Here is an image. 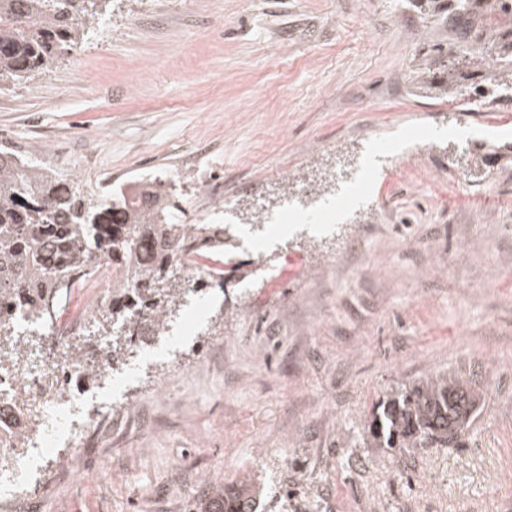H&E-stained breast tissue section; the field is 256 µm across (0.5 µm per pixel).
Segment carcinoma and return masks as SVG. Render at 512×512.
Returning a JSON list of instances; mask_svg holds the SVG:
<instances>
[{
	"instance_id": "carcinoma-1",
	"label": "carcinoma",
	"mask_w": 512,
	"mask_h": 512,
	"mask_svg": "<svg viewBox=\"0 0 512 512\" xmlns=\"http://www.w3.org/2000/svg\"><path fill=\"white\" fill-rule=\"evenodd\" d=\"M106 2L0 0V81L49 73L60 55L83 42ZM453 2L455 14H472L478 24L465 40L431 42L416 78L486 109L512 101V0ZM479 65L482 80L472 86L469 69ZM191 243L199 252H218L223 229L181 223L160 177L137 192L94 199L78 175L24 165L14 153L0 152V320L15 309L44 320L61 280L110 259V300L92 313L91 326L112 335V364L123 365L137 338L158 334L197 292V278L179 279L172 263L173 253ZM30 346L0 332V370ZM479 399L469 380L428 377L394 393L364 426L376 445L384 439L390 448L445 447L469 427ZM255 495L250 483L217 488L203 512H253Z\"/></svg>"
}]
</instances>
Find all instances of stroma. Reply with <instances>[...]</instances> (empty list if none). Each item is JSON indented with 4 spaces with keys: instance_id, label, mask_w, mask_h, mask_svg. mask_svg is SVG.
Returning a JSON list of instances; mask_svg holds the SVG:
<instances>
[{
    "instance_id": "35a3bbf8",
    "label": "stroma",
    "mask_w": 512,
    "mask_h": 512,
    "mask_svg": "<svg viewBox=\"0 0 512 512\" xmlns=\"http://www.w3.org/2000/svg\"><path fill=\"white\" fill-rule=\"evenodd\" d=\"M447 35L411 0H112L48 74L0 82V148L69 158L96 198L164 177L186 223L224 225L223 290L170 327L196 333L113 377L108 447L36 459L35 512H199L244 481L255 512H512V103L415 85ZM383 141L329 229H251ZM173 360L182 404L147 400ZM445 373L481 392L458 444L375 447L374 404Z\"/></svg>"
}]
</instances>
